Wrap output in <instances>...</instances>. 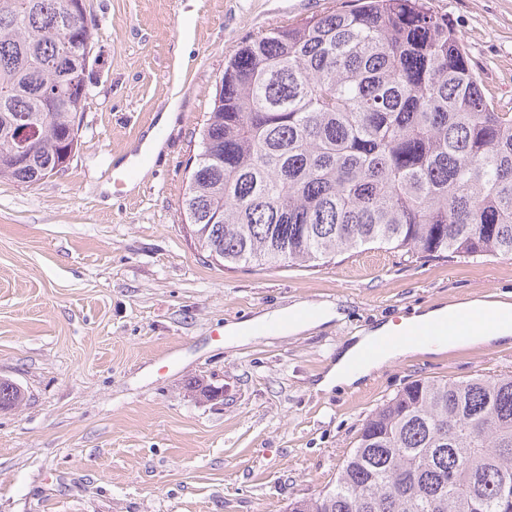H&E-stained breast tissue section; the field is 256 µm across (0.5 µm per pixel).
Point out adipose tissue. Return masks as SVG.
<instances>
[{"label":"adipose tissue","instance_id":"1","mask_svg":"<svg viewBox=\"0 0 512 512\" xmlns=\"http://www.w3.org/2000/svg\"><path fill=\"white\" fill-rule=\"evenodd\" d=\"M470 312L483 315L484 320L465 334L448 336L437 341H405L399 337L402 330ZM509 339H512V301L486 295L425 309L400 322L389 321L363 331L355 341L337 352L335 363L317 383L316 388L328 392L335 388L356 386L382 365L407 353L488 347Z\"/></svg>","mask_w":512,"mask_h":512}]
</instances>
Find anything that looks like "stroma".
<instances>
[{"instance_id":"obj_1","label":"stroma","mask_w":512,"mask_h":512,"mask_svg":"<svg viewBox=\"0 0 512 512\" xmlns=\"http://www.w3.org/2000/svg\"><path fill=\"white\" fill-rule=\"evenodd\" d=\"M488 99L512 106V0H428ZM353 0H85L95 61L79 146L39 184L0 181V512H287L331 488L370 414L411 381L512 374V343L399 357L314 392L351 336L414 309L512 293V258L411 260L368 245L316 267L227 269L182 201L240 42ZM176 113L139 175L146 130ZM136 180L115 190L113 178ZM343 317L239 346L224 328L299 303ZM197 380L228 400L190 391ZM24 390L11 379L0 378V411L13 410L24 401Z\"/></svg>"}]
</instances>
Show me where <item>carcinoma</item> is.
I'll use <instances>...</instances> for the list:
<instances>
[{
    "label": "carcinoma",
    "mask_w": 512,
    "mask_h": 512,
    "mask_svg": "<svg viewBox=\"0 0 512 512\" xmlns=\"http://www.w3.org/2000/svg\"><path fill=\"white\" fill-rule=\"evenodd\" d=\"M82 2L0 0V180L35 185L78 148L95 46ZM23 128L38 137L18 160ZM184 209L197 247L228 268L327 263L367 244L512 256V109L485 96L447 15L362 0L241 42ZM24 399L0 378V411ZM304 509L512 512V375L414 380Z\"/></svg>",
    "instance_id": "carcinoma-1"
}]
</instances>
